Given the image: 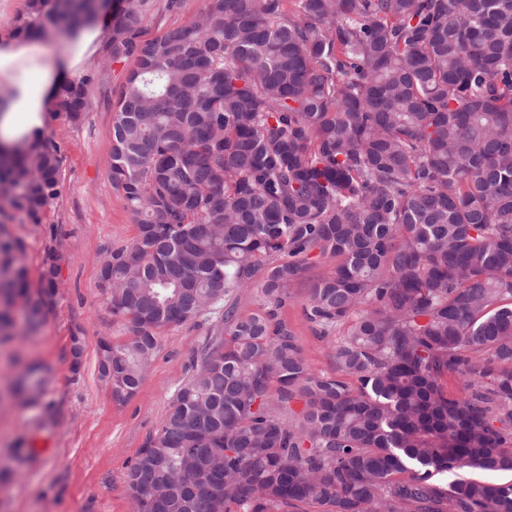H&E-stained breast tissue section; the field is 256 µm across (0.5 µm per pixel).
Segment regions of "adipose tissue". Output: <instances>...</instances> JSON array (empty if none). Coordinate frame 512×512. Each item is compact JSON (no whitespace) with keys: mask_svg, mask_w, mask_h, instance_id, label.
<instances>
[{"mask_svg":"<svg viewBox=\"0 0 512 512\" xmlns=\"http://www.w3.org/2000/svg\"><path fill=\"white\" fill-rule=\"evenodd\" d=\"M95 24L79 30L58 50L34 34H0V154L14 158L26 148L34 130L45 127L58 91L79 85L102 45Z\"/></svg>","mask_w":512,"mask_h":512,"instance_id":"obj_1","label":"adipose tissue"}]
</instances>
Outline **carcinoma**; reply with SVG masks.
I'll return each instance as SVG.
<instances>
[{"mask_svg":"<svg viewBox=\"0 0 512 512\" xmlns=\"http://www.w3.org/2000/svg\"><path fill=\"white\" fill-rule=\"evenodd\" d=\"M146 0L112 13L109 178L138 233L100 286L129 341L99 344L124 404L163 329L221 314L125 482L132 512H512V0H207L143 38ZM100 0H27L19 30L95 23ZM88 81L53 116L80 122ZM34 134L0 186L34 223L60 194ZM303 313L334 373L313 371L274 308L311 266ZM0 230V331L20 301L43 324L60 272L32 290ZM259 287L267 307L232 298ZM37 367L17 381L36 399ZM464 386L448 393L444 379ZM302 407L295 411L292 403Z\"/></svg>","mask_w":512,"mask_h":512,"instance_id":"1","label":"carcinoma"}]
</instances>
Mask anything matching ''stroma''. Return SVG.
I'll list each match as a JSON object with an SVG mask.
<instances>
[{"mask_svg": "<svg viewBox=\"0 0 512 512\" xmlns=\"http://www.w3.org/2000/svg\"><path fill=\"white\" fill-rule=\"evenodd\" d=\"M147 0L141 27L145 37L160 35L172 23L194 21L206 0ZM133 63L98 57L89 69V108L79 123L47 119L45 140L60 150L59 196L44 209L40 223L0 200V225L26 249L31 285H38L42 262L55 254L61 276L42 326L28 332L22 307L14 326L0 334V512H132L126 472L146 436L162 424L178 387L191 375L195 349L221 329L218 315L164 330L159 351L134 398L113 401L98 376L99 341L120 344L129 337L124 321L113 318L99 287L108 252L129 245L137 235L123 196L108 178L112 150V108ZM306 283L277 317L297 337L309 366L333 372L332 346L346 335L339 325L317 336L303 314ZM84 343L80 368H73L72 336ZM30 364L46 378L35 401L14 395L16 378Z\"/></svg>", "mask_w": 512, "mask_h": 512, "instance_id": "1", "label": "stroma"}]
</instances>
